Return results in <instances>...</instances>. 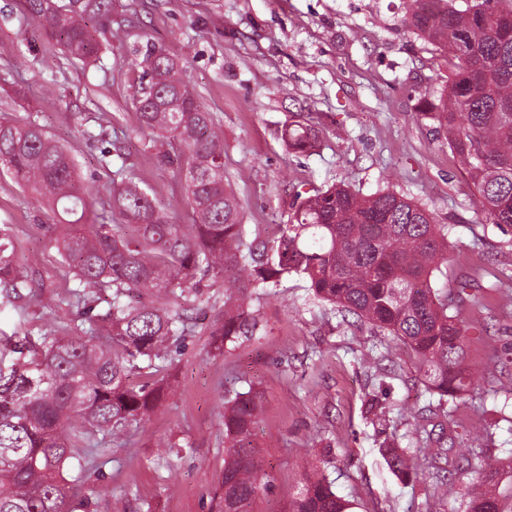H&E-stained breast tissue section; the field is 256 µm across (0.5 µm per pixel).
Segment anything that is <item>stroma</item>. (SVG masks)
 <instances>
[{
    "label": "stroma",
    "mask_w": 512,
    "mask_h": 512,
    "mask_svg": "<svg viewBox=\"0 0 512 512\" xmlns=\"http://www.w3.org/2000/svg\"><path fill=\"white\" fill-rule=\"evenodd\" d=\"M406 0H114L113 21L132 39L176 55L184 78L223 124L224 176L244 207L248 230L276 237L295 196L334 185L361 195L392 190L447 225V262L433 288L472 285L461 316L476 378L433 419L436 434L465 452L471 429L487 427V452L512 463V227L486 222L474 189L448 148V135L424 108L448 84V57L409 30ZM38 26L0 0V111L34 117L80 164L96 201L112 174L95 161L101 147L124 155L173 224L193 221L176 179L143 151L131 85L129 47L113 43L98 71L56 53ZM314 128L305 153L289 149L285 129ZM56 216L35 192L0 174V225H12L17 258L39 257L33 297L0 305V336L59 329L64 313L43 301L65 294V272L51 240ZM261 330L215 356L208 330L217 318L203 292L191 304L195 334L173 347L167 398L126 445L84 449L72 469L70 512H211L223 495L224 392L261 391L255 432L265 474L253 512H285L313 457L351 512H464L420 472L403 483L381 448L392 437L413 447L414 416L429 402L411 351L354 316L315 300L291 275L257 301Z\"/></svg>",
    "instance_id": "stroma-1"
}]
</instances>
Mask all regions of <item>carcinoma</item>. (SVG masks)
<instances>
[{
    "label": "carcinoma",
    "mask_w": 512,
    "mask_h": 512,
    "mask_svg": "<svg viewBox=\"0 0 512 512\" xmlns=\"http://www.w3.org/2000/svg\"><path fill=\"white\" fill-rule=\"evenodd\" d=\"M18 5L49 42L104 72L106 44L125 34L112 30L113 0ZM406 22L453 61L444 95L429 106L486 220L512 226V0H408ZM130 55L140 71L132 98L138 129L159 136L144 147L172 170L195 220L169 223L123 164L108 207L95 208L79 165L42 125L0 121V168L59 216V254L73 287L56 306L79 309V320L62 332L26 333L0 348V512H68L66 472L78 459V442L99 434L117 441L156 406L172 342L195 328L186 305L204 288L224 289L222 324L209 333L220 355L258 330L252 301L260 291L296 274L316 300L407 345L437 406L467 390L474 372L459 318L465 286L453 296L432 288L448 237L426 209L390 190L362 196L335 185L297 203L276 240L248 234L243 207L224 184L217 116L166 49L135 42ZM284 138L304 152L315 133L297 125ZM15 256L16 239L0 226V303L33 293L31 272ZM103 294L107 309L96 314ZM146 294L167 307L140 301ZM262 405L251 389L224 392V496L216 512H252L262 471L252 436ZM414 434L444 488L477 473L466 486V512H512V496L496 492L500 468L487 461L480 439L452 459L425 423H415ZM383 457L403 481L417 477L420 464L405 449L386 448ZM442 460L448 469L437 466ZM349 510L316 464L287 512Z\"/></svg>",
    "instance_id": "1"
}]
</instances>
